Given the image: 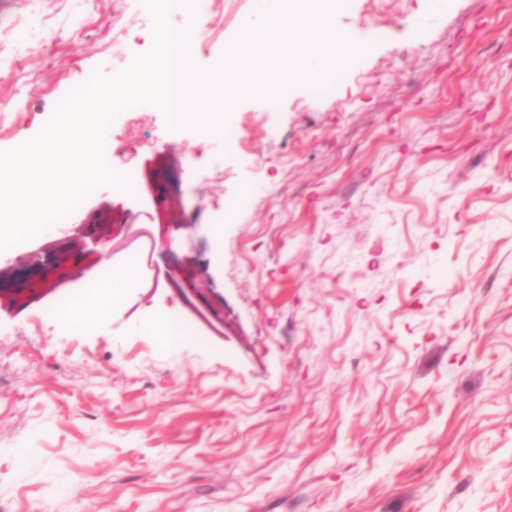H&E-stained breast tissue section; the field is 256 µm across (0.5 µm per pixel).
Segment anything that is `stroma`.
I'll use <instances>...</instances> for the list:
<instances>
[{
    "label": "stroma",
    "mask_w": 512,
    "mask_h": 512,
    "mask_svg": "<svg viewBox=\"0 0 512 512\" xmlns=\"http://www.w3.org/2000/svg\"><path fill=\"white\" fill-rule=\"evenodd\" d=\"M255 10L216 0L194 64ZM0 13L35 49L0 150L150 35L112 21L139 0ZM332 23L366 48L337 87L240 101L229 143L122 112L107 161L135 194L0 251V512H512V0H345ZM129 257L149 278L90 331L49 318Z\"/></svg>",
    "instance_id": "1"
}]
</instances>
